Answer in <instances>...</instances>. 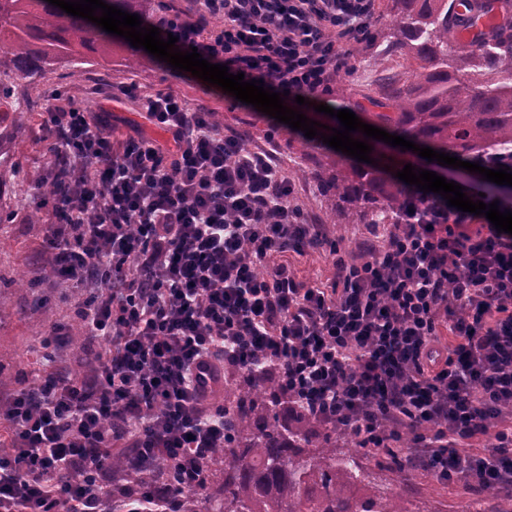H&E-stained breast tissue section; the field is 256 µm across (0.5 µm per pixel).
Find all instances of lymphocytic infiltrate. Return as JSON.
<instances>
[{"instance_id": "lymphocytic-infiltrate-1", "label": "lymphocytic infiltrate", "mask_w": 512, "mask_h": 512, "mask_svg": "<svg viewBox=\"0 0 512 512\" xmlns=\"http://www.w3.org/2000/svg\"><path fill=\"white\" fill-rule=\"evenodd\" d=\"M376 0H202L165 14L181 51L329 103L352 67ZM223 19L219 30L212 19ZM167 138L114 141L104 119L51 95L46 131L56 217L54 269L87 291L77 316L107 340L84 377L47 375L0 419V512H105L129 492L108 447L180 473L151 495L199 488V459L224 445L213 397L225 371L265 363L279 395L366 454L411 434L407 459L437 478L512 490V235L441 195L402 185L387 240L338 258L327 285L298 280L281 256L326 240L307 223L276 153L244 149L213 112L169 90L122 86ZM454 345H437L439 329ZM481 436L483 448L466 442Z\"/></svg>"}]
</instances>
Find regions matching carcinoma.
<instances>
[{"mask_svg": "<svg viewBox=\"0 0 512 512\" xmlns=\"http://www.w3.org/2000/svg\"><path fill=\"white\" fill-rule=\"evenodd\" d=\"M391 3L392 25L370 29L354 52L414 60L421 73L379 82L366 96L367 121L463 161H496L512 146V20L462 44L448 0ZM108 4L141 17L150 9L148 0ZM111 48V34L46 0H0V52L11 56L0 59V101L27 112L20 81L65 57ZM487 69L495 82L484 80ZM312 160L334 224H383L402 202L381 167H359L329 148ZM224 431V447L203 465L214 492H183L176 512H421L362 466L358 448H338L329 434L314 444L313 420L248 376L224 384ZM136 472L138 502L156 481L177 479L164 460L141 461Z\"/></svg>", "mask_w": 512, "mask_h": 512, "instance_id": "obj_1", "label": "carcinoma"}]
</instances>
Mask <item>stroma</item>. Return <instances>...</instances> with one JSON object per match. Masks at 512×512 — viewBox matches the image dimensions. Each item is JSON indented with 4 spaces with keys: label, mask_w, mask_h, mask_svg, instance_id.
<instances>
[{
    "label": "stroma",
    "mask_w": 512,
    "mask_h": 512,
    "mask_svg": "<svg viewBox=\"0 0 512 512\" xmlns=\"http://www.w3.org/2000/svg\"><path fill=\"white\" fill-rule=\"evenodd\" d=\"M131 51L128 41L115 38L111 63L88 62L89 80L72 82L67 66L58 65L25 80L24 87L30 96L42 100L52 89L68 88L85 111L103 116L113 139L142 136L159 142L165 140V133L151 125L133 101L114 96L113 91L129 83L148 92L172 89L189 105L201 104L216 112L222 131H245L246 148H275L288 168L308 223L326 224L342 251L357 257L363 244L385 239L387 228L381 224H349L341 230L327 224L322 192L309 160L318 151L319 141L301 148L298 135L285 129L273 132L272 120L265 113L189 72L172 69L153 55L129 69ZM413 72V67L394 56L379 61L368 55L354 57L353 68L345 76L347 96L341 104L352 108L362 95L373 93L381 78ZM44 117L41 111L0 112V406L6 405L11 394L36 385L50 372L86 374L94 354L108 348L99 341L92 353H85V336L76 315L81 291L55 275L46 226L29 220L31 211H51L40 192L53 167ZM287 259L300 280L326 283L336 276V257L329 248L291 251ZM363 461L379 470L395 492L426 507L427 512H470L472 508L475 493L464 482H445L424 470L399 468L383 456L367 455Z\"/></svg>",
    "instance_id": "obj_1"
}]
</instances>
